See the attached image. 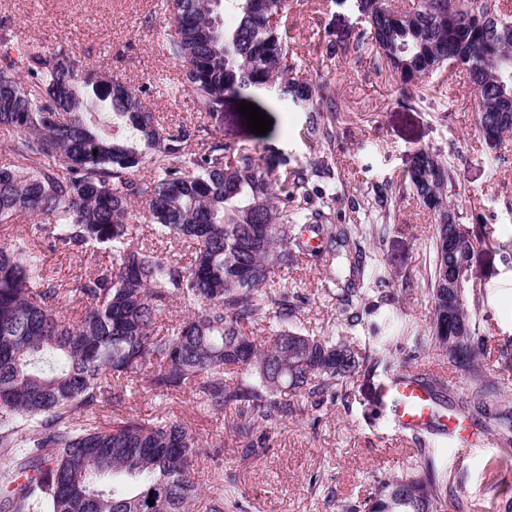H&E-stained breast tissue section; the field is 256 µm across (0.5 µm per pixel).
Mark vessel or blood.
Returning <instances> with one entry per match:
<instances>
[{
    "instance_id": "b4317fda",
    "label": "vessel or blood",
    "mask_w": 512,
    "mask_h": 512,
    "mask_svg": "<svg viewBox=\"0 0 512 512\" xmlns=\"http://www.w3.org/2000/svg\"><path fill=\"white\" fill-rule=\"evenodd\" d=\"M384 394L391 401L390 412L399 430L417 433L435 429L451 433L452 451L460 455L472 445L470 431H458L456 419L435 415L429 408L430 395L426 388L410 374H396L384 387Z\"/></svg>"
}]
</instances>
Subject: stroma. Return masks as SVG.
<instances>
[{
    "label": "stroma",
    "instance_id": "obj_1",
    "mask_svg": "<svg viewBox=\"0 0 512 512\" xmlns=\"http://www.w3.org/2000/svg\"><path fill=\"white\" fill-rule=\"evenodd\" d=\"M285 5L288 39L302 75L327 83L340 106L331 150L305 137L306 113L277 98L271 87L231 99L212 117L198 111L193 95L178 90L180 69L165 53L173 28L164 19L161 0H0V33L16 34L46 51L62 45L102 65L110 76L146 90V101L162 124L201 125L235 147L280 155L292 166L328 162L336 182V212L351 226L360 248L376 255L378 271L364 277L361 320L352 327L327 291L330 270L322 261L275 270L280 288L300 299L293 326L314 334L331 332L359 346L388 327H401L385 350L392 369L435 366L455 397L466 389L460 373L435 349L417 342L431 327L427 288L434 217L409 195L399 200L384 230H375L365 214L375 191L401 182L417 150L451 160V203L466 223L486 225L488 231L470 270L484 290L473 319L487 338V367L499 371L512 395V136L500 149L488 148L476 128L475 91L464 74L423 80L419 100L406 106L396 100L391 72L353 55L330 57L327 33L340 36L365 28L359 0H286ZM244 101L267 108L272 124L266 135L251 133L239 111ZM19 236L39 247L54 285L63 291L64 317L78 321L83 304L65 290L76 277L109 263V254L42 249L37 219L30 214L0 224V242ZM386 379L382 370L364 369L349 400L319 405L289 392L292 414L268 431L261 453L248 457L235 431L236 410L215 413L189 391L163 394L133 385L122 407L103 403L82 419L95 425L128 419L183 425L201 443L192 512H209L218 499L225 512H345L367 495L375 479L404 473L417 459L414 441L396 429L383 404L380 387ZM429 446L455 492L444 505L446 512H503V502L512 498V466H496L501 455L496 435L476 436L469 454L460 458L449 453L447 437H430Z\"/></svg>",
    "mask_w": 512,
    "mask_h": 512
}]
</instances>
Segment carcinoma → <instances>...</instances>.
<instances>
[{"instance_id": "1", "label": "carcinoma", "mask_w": 512, "mask_h": 512, "mask_svg": "<svg viewBox=\"0 0 512 512\" xmlns=\"http://www.w3.org/2000/svg\"><path fill=\"white\" fill-rule=\"evenodd\" d=\"M225 3L235 14L230 28L221 18ZM162 8L175 26L166 54L182 67L199 111L222 112L226 98L274 82L308 113L305 136L331 143L339 106L325 85L299 74L283 35L284 0H163ZM364 10L368 27L329 40L330 56H365L374 69L390 70L398 101L407 105L424 78L463 72L484 105L477 124L485 143L498 145L512 133V15L500 0H415L408 10L364 0ZM143 94L62 46L47 52L0 34V131L10 155L0 165V224L32 213L43 219L49 249L86 255L106 246L112 253L111 264L67 288L85 302L80 322L71 324L32 244L0 243V452L12 456L16 470L34 472L0 498V512H189L198 438L178 423L80 421L104 401L121 405L130 383L189 390L216 413L234 408L242 452L251 455L257 430L293 412L286 391L318 405L348 395L362 367L378 363L365 348L290 326L295 308L272 277L309 251L306 232L319 240L320 257L334 258L350 244L347 225L336 223L335 188L313 203L316 181L331 178L325 161L290 168L202 138V127L165 126ZM100 107L136 137L100 131L91 119ZM197 139L201 149L193 152ZM146 165L150 178H133ZM453 187L450 161L416 151L402 190L435 216L430 342L469 382L461 409L484 419L504 445L498 465L508 467L512 402L484 367L485 337L471 312L480 292H466L454 317L445 315L440 283L451 260ZM138 198L155 236L190 244L189 262L129 234ZM453 233L467 261L487 235L486 225L461 221ZM360 270V259L350 262L349 287L336 293L351 323L359 289L350 284ZM176 299L190 307L187 318L157 331L158 315ZM272 307L278 324L263 343L246 328ZM416 379L447 406L440 376ZM420 454L404 474L377 481L349 512H441L452 489L425 449Z\"/></svg>"}]
</instances>
